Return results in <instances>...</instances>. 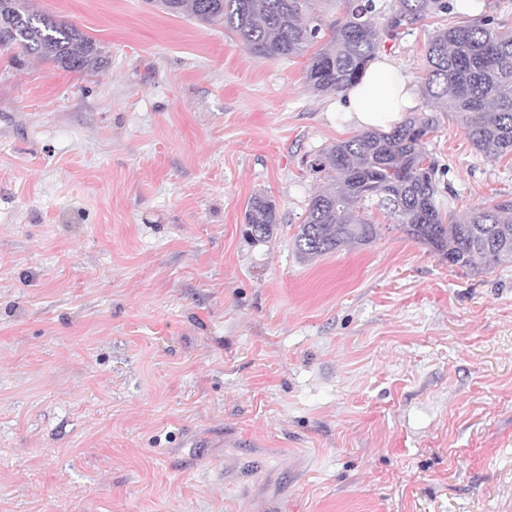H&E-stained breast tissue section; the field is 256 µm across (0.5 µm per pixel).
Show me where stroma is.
I'll list each match as a JSON object with an SVG mask.
<instances>
[{"label": "stroma", "mask_w": 512, "mask_h": 512, "mask_svg": "<svg viewBox=\"0 0 512 512\" xmlns=\"http://www.w3.org/2000/svg\"><path fill=\"white\" fill-rule=\"evenodd\" d=\"M31 3L102 64L0 46V512H512V263L463 274L371 207V243L302 260L309 165L358 132L308 56L146 0ZM474 4L382 52L417 80L443 22L512 28ZM417 110L443 210L512 200V152ZM245 235L253 244L268 243L272 240L278 224L275 201L266 194H255L244 213Z\"/></svg>", "instance_id": "obj_1"}]
</instances>
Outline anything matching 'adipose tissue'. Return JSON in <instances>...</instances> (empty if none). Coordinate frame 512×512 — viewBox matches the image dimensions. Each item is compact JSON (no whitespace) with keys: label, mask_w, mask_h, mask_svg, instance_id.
Returning a JSON list of instances; mask_svg holds the SVG:
<instances>
[{"label":"adipose tissue","mask_w":512,"mask_h":512,"mask_svg":"<svg viewBox=\"0 0 512 512\" xmlns=\"http://www.w3.org/2000/svg\"><path fill=\"white\" fill-rule=\"evenodd\" d=\"M418 105V90L388 55H379L358 84L336 98V113L362 129H388Z\"/></svg>","instance_id":"ef3b65f1"}]
</instances>
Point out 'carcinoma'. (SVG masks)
I'll use <instances>...</instances> for the list:
<instances>
[{
    "mask_svg": "<svg viewBox=\"0 0 512 512\" xmlns=\"http://www.w3.org/2000/svg\"><path fill=\"white\" fill-rule=\"evenodd\" d=\"M322 2L149 0L169 15L224 26L258 59L301 56L318 45L305 72L307 87L317 93H338L358 81L383 39L454 12L452 0H395L388 13L377 10L375 0H342L341 14L329 22L319 9ZM0 44L71 72L101 65L96 40L32 8L29 0H0ZM422 87L454 116L476 150L493 156L512 152V31L495 18L429 33ZM432 129V120L412 115L388 131H364L324 148L311 172L334 188L310 199L294 236L298 256L312 260L375 239L378 225L358 214L371 201L405 236L463 271L480 273L512 262V201L477 206L463 222L442 211L437 170L422 150ZM244 223L252 243L270 242L278 224L271 196L254 195Z\"/></svg>",
    "mask_w": 512,
    "mask_h": 512,
    "instance_id": "carcinoma-1",
    "label": "carcinoma"
}]
</instances>
